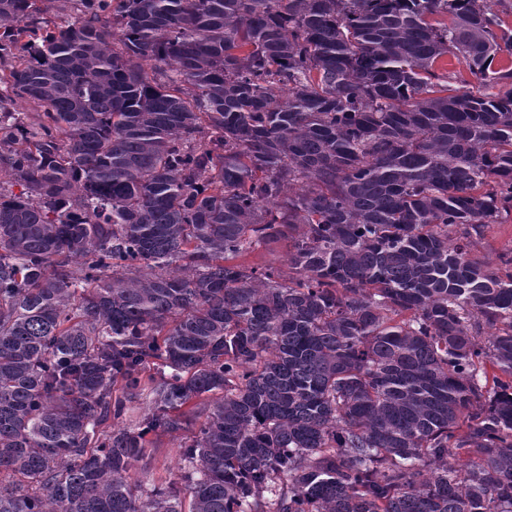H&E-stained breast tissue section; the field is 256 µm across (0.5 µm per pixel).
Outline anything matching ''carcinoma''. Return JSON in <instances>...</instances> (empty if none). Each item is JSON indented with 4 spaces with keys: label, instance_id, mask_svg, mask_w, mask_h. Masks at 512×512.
I'll use <instances>...</instances> for the list:
<instances>
[{
    "label": "carcinoma",
    "instance_id": "1",
    "mask_svg": "<svg viewBox=\"0 0 512 512\" xmlns=\"http://www.w3.org/2000/svg\"><path fill=\"white\" fill-rule=\"evenodd\" d=\"M61 2L0 0V512H512V252L475 254L512 216V26ZM448 54L498 93L446 94ZM164 435L187 511L133 480ZM286 260L285 249L280 246H272L271 248H258L250 250L243 254L238 262H242L249 266H262L270 262L284 263Z\"/></svg>",
    "mask_w": 512,
    "mask_h": 512
}]
</instances>
